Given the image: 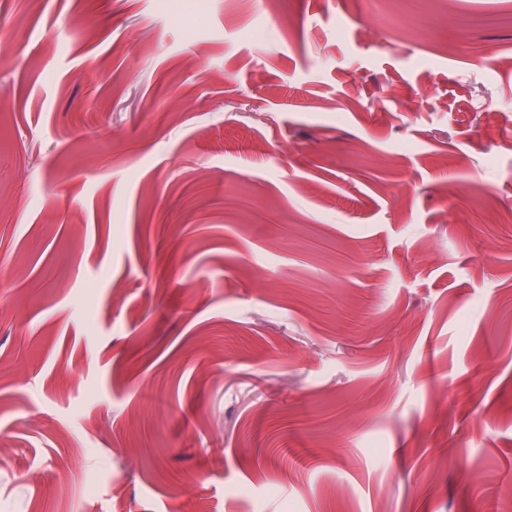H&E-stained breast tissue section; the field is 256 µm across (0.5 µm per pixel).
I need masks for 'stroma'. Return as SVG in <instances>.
<instances>
[{
    "label": "stroma",
    "instance_id": "1",
    "mask_svg": "<svg viewBox=\"0 0 512 512\" xmlns=\"http://www.w3.org/2000/svg\"><path fill=\"white\" fill-rule=\"evenodd\" d=\"M503 140L512 0H0V507L489 512Z\"/></svg>",
    "mask_w": 512,
    "mask_h": 512
}]
</instances>
